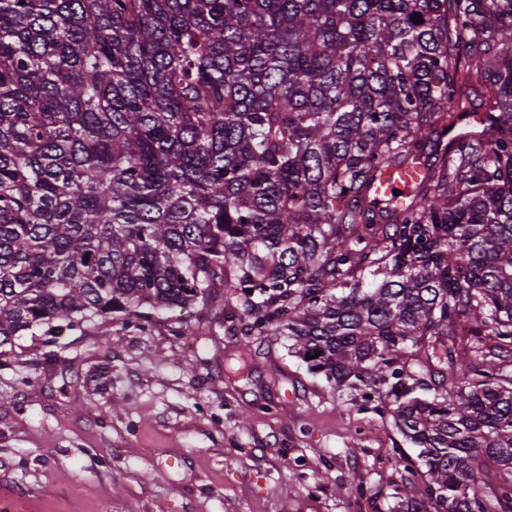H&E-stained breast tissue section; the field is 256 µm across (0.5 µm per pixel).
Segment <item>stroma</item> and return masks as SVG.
Returning <instances> with one entry per match:
<instances>
[{
  "instance_id": "1",
  "label": "stroma",
  "mask_w": 512,
  "mask_h": 512,
  "mask_svg": "<svg viewBox=\"0 0 512 512\" xmlns=\"http://www.w3.org/2000/svg\"><path fill=\"white\" fill-rule=\"evenodd\" d=\"M240 326L175 310L21 337L0 356L6 512H388L389 458L417 448Z\"/></svg>"
}]
</instances>
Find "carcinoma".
Returning a JSON list of instances; mask_svg holds the SVG:
<instances>
[{
    "label": "carcinoma",
    "mask_w": 512,
    "mask_h": 512,
    "mask_svg": "<svg viewBox=\"0 0 512 512\" xmlns=\"http://www.w3.org/2000/svg\"><path fill=\"white\" fill-rule=\"evenodd\" d=\"M226 288L420 448L390 512H512V0H0V354Z\"/></svg>",
    "instance_id": "obj_1"
}]
</instances>
